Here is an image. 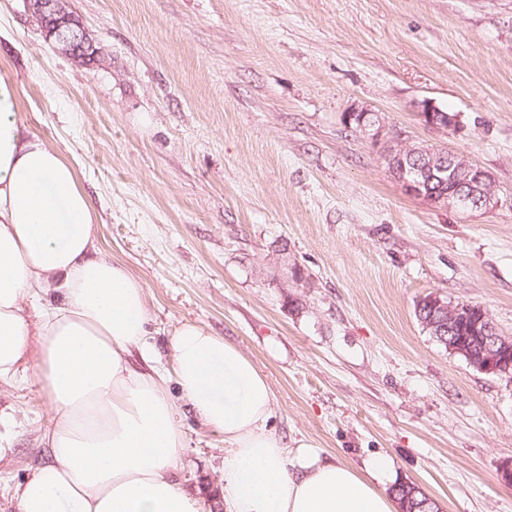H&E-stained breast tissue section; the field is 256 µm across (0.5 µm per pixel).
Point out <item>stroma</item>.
<instances>
[{
    "instance_id": "1",
    "label": "stroma",
    "mask_w": 512,
    "mask_h": 512,
    "mask_svg": "<svg viewBox=\"0 0 512 512\" xmlns=\"http://www.w3.org/2000/svg\"><path fill=\"white\" fill-rule=\"evenodd\" d=\"M102 49L88 65L0 0V76L28 134L74 165L98 246L145 285L158 365L196 324L268 380L289 447L394 462L439 512H512V378L449 353L426 295L484 307L512 336V208L461 213L408 193L379 112L413 144L464 155L512 194V0H64ZM429 99L459 125H426ZM177 478L219 484L224 435L175 384ZM14 454L0 512L47 457L36 378L0 380ZM350 115L356 119L358 123V130L370 135L375 141L389 134V132L386 131V127L378 113L372 112L368 109H361L352 111Z\"/></svg>"
}]
</instances>
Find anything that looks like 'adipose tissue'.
<instances>
[{"mask_svg": "<svg viewBox=\"0 0 512 512\" xmlns=\"http://www.w3.org/2000/svg\"><path fill=\"white\" fill-rule=\"evenodd\" d=\"M38 307L29 324L27 307ZM144 284L97 248L75 167L18 118L0 77V380L35 362L52 426L17 512H204L177 480L184 438L166 390L224 435V512H394L391 458L363 468L289 450L270 426L267 379L236 345L185 323L173 378L155 367Z\"/></svg>", "mask_w": 512, "mask_h": 512, "instance_id": "adipose-tissue-1", "label": "adipose tissue"}]
</instances>
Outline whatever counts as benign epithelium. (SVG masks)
Here are the masks:
<instances>
[{
    "label": "benign epithelium",
    "instance_id": "1",
    "mask_svg": "<svg viewBox=\"0 0 512 512\" xmlns=\"http://www.w3.org/2000/svg\"><path fill=\"white\" fill-rule=\"evenodd\" d=\"M32 13L38 17L46 14L54 19L55 28L48 31L57 37V43L70 54L83 58L96 51L79 20L61 3V0H27ZM418 112L424 122L439 128H454L459 124L456 114L438 108L432 101L423 100ZM351 116L358 123V130L374 140L388 134L379 114L368 109L355 110ZM396 143L387 155L391 171L402 183L405 190L416 196H423V187L444 178L467 185L465 193L449 191L448 195L432 197L431 203L454 210H493L504 206L512 207V196L501 198L495 192L490 173L472 164L465 156L402 143L398 134H391ZM429 302L439 310L440 320L430 324L433 337L453 353L466 354L471 350L469 341L457 335L462 318L470 312L480 315L487 334L480 337L482 347L475 356H470L471 366L477 371L490 375L512 372V339L499 334L488 311L478 305H450L437 295Z\"/></svg>",
    "mask_w": 512,
    "mask_h": 512
}]
</instances>
